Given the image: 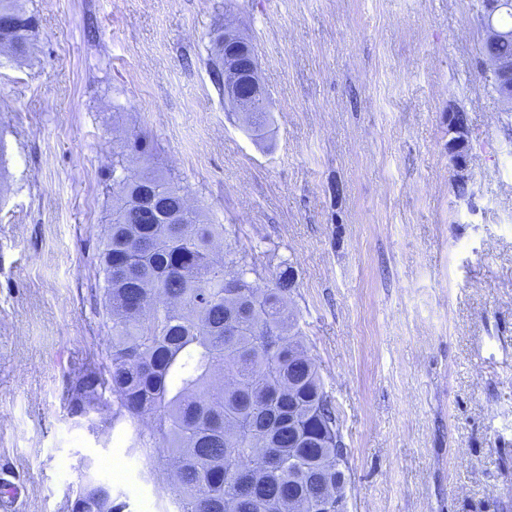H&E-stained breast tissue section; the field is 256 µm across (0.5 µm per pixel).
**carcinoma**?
Listing matches in <instances>:
<instances>
[{
  "label": "carcinoma",
  "instance_id": "obj_1",
  "mask_svg": "<svg viewBox=\"0 0 512 512\" xmlns=\"http://www.w3.org/2000/svg\"><path fill=\"white\" fill-rule=\"evenodd\" d=\"M0 55L16 42L32 43L34 15L18 0H0ZM211 37L207 69L224 94ZM146 150L134 136L129 150L112 156V221L98 254L102 309L112 336L97 362L70 382V412L101 415V430L124 424L129 448H163L175 462L167 486L177 512H286L295 494L310 501L336 489V464L347 450L340 420L315 364L295 334L286 298L295 285L290 262L279 265L273 287L261 288L246 257L215 243L228 230L206 224L186 207L183 189L164 172L136 171L134 155ZM163 190L165 211L157 224H141L132 210L143 187ZM81 512H102L112 489L93 478L78 486Z\"/></svg>",
  "mask_w": 512,
  "mask_h": 512
}]
</instances>
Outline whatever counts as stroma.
<instances>
[{
	"mask_svg": "<svg viewBox=\"0 0 512 512\" xmlns=\"http://www.w3.org/2000/svg\"><path fill=\"white\" fill-rule=\"evenodd\" d=\"M0 56V512H64L93 477L173 512L122 430L89 431L69 379L109 328L93 264L112 154L133 135L206 222L281 262L347 448V512H512V112L482 74L480 0H20ZM232 24L270 93L256 137L205 60ZM473 178L449 174L448 109ZM18 0H0V17L8 16L13 25L11 30H0V55L5 54L15 60H22L27 57L32 48L31 35L36 28L37 21L33 14H27L18 4ZM2 37L6 43L2 44ZM27 42L30 45L28 52L17 55L11 52L15 42Z\"/></svg>",
	"mask_w": 512,
	"mask_h": 512,
	"instance_id": "1",
	"label": "stroma"
}]
</instances>
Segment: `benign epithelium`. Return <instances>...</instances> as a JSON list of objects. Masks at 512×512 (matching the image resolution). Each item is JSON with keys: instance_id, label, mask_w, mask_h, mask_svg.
Wrapping results in <instances>:
<instances>
[{"instance_id": "1", "label": "benign epithelium", "mask_w": 512, "mask_h": 512, "mask_svg": "<svg viewBox=\"0 0 512 512\" xmlns=\"http://www.w3.org/2000/svg\"><path fill=\"white\" fill-rule=\"evenodd\" d=\"M512 6L509 0H485L482 14L487 32L485 45L492 46L496 41L512 37V33L499 28L495 19L505 8ZM484 63L495 76L498 96L503 101H512V57L497 56L491 50L483 53ZM224 106L231 112L267 111L268 92L263 86L258 72V58L250 41L236 28L224 26ZM455 110L448 111V156L450 159L453 184H468L472 180L469 157L459 156L468 144L467 124L453 120ZM162 207L160 196L154 188H144L140 195V209L156 210Z\"/></svg>"}]
</instances>
